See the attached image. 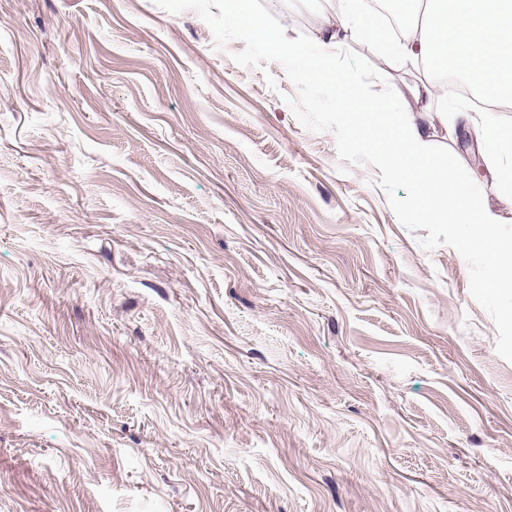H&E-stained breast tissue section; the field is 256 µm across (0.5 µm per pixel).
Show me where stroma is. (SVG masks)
Returning a JSON list of instances; mask_svg holds the SVG:
<instances>
[{
    "label": "stroma",
    "instance_id": "stroma-1",
    "mask_svg": "<svg viewBox=\"0 0 512 512\" xmlns=\"http://www.w3.org/2000/svg\"><path fill=\"white\" fill-rule=\"evenodd\" d=\"M320 41L324 0H262ZM385 28L342 47L411 107ZM154 0H0V512H512V362L378 168ZM432 149L500 216L512 198Z\"/></svg>",
    "mask_w": 512,
    "mask_h": 512
}]
</instances>
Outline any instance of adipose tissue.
<instances>
[{
  "label": "adipose tissue",
  "instance_id": "obj_1",
  "mask_svg": "<svg viewBox=\"0 0 512 512\" xmlns=\"http://www.w3.org/2000/svg\"><path fill=\"white\" fill-rule=\"evenodd\" d=\"M425 24L399 41L403 52L436 59V74L456 68L484 98L512 99V0H425ZM442 93L423 85L413 93L417 117L396 114L377 98L342 93L338 106L351 131L367 138L415 187L413 213L420 220L447 218L471 225L465 247L500 266L499 285H512V261L493 226L497 215L479 206L464 185L446 177L443 162L429 150L430 129L424 114L441 111Z\"/></svg>",
  "mask_w": 512,
  "mask_h": 512
}]
</instances>
